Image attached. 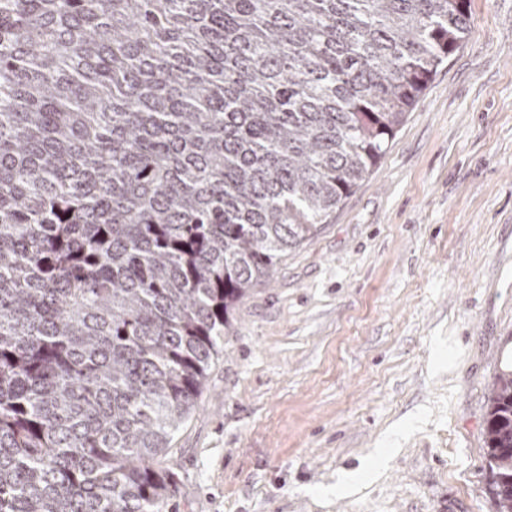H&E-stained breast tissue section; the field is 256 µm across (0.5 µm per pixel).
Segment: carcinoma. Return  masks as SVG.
<instances>
[{"label":"carcinoma","mask_w":512,"mask_h":512,"mask_svg":"<svg viewBox=\"0 0 512 512\" xmlns=\"http://www.w3.org/2000/svg\"><path fill=\"white\" fill-rule=\"evenodd\" d=\"M468 0H0V512H174L232 314L385 155ZM512 512V370L485 425Z\"/></svg>","instance_id":"obj_1"}]
</instances>
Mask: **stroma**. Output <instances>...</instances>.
Here are the masks:
<instances>
[{
  "mask_svg": "<svg viewBox=\"0 0 512 512\" xmlns=\"http://www.w3.org/2000/svg\"><path fill=\"white\" fill-rule=\"evenodd\" d=\"M470 14L371 174L235 308L160 459L180 477L176 512H495L484 427L512 364V0Z\"/></svg>",
  "mask_w": 512,
  "mask_h": 512,
  "instance_id": "stroma-1",
  "label": "stroma"
}]
</instances>
